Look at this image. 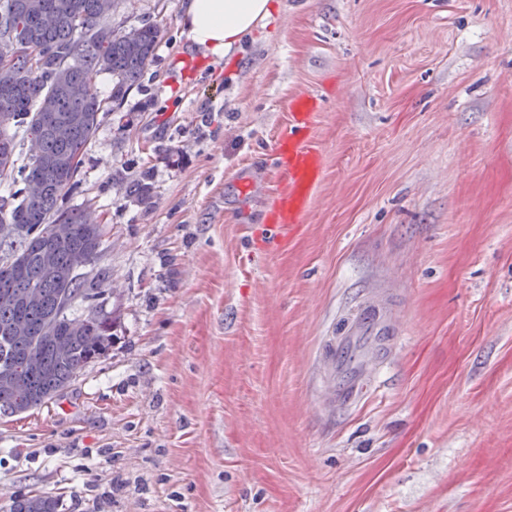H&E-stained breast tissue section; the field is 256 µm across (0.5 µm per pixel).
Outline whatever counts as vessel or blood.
<instances>
[{
    "label": "vessel or blood",
    "mask_w": 512,
    "mask_h": 512,
    "mask_svg": "<svg viewBox=\"0 0 512 512\" xmlns=\"http://www.w3.org/2000/svg\"><path fill=\"white\" fill-rule=\"evenodd\" d=\"M290 108L296 131L277 145L288 166V189L279 206V216L285 222L295 221L305 212L321 172L320 155L304 143L298 131L315 109L314 98L295 97ZM393 328L388 302L383 297L372 296L348 317L338 335L329 337L324 354L331 372L323 388L326 401L348 407L369 394Z\"/></svg>",
    "instance_id": "obj_1"
}]
</instances>
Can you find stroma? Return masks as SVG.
<instances>
[{"instance_id": "35a3bbf8", "label": "stroma", "mask_w": 512, "mask_h": 512, "mask_svg": "<svg viewBox=\"0 0 512 512\" xmlns=\"http://www.w3.org/2000/svg\"><path fill=\"white\" fill-rule=\"evenodd\" d=\"M184 0L102 112L71 202L105 236V356L0 410V512H512V0H280L230 61ZM321 179L269 217L292 97ZM150 171L152 206L120 182ZM396 317L370 397L324 402L326 336L372 293ZM58 499L49 492L14 497L10 512H57Z\"/></svg>"}]
</instances>
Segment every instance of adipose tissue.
Wrapping results in <instances>:
<instances>
[{"label":"adipose tissue","instance_id":"ef3b65f1","mask_svg":"<svg viewBox=\"0 0 512 512\" xmlns=\"http://www.w3.org/2000/svg\"><path fill=\"white\" fill-rule=\"evenodd\" d=\"M273 12L274 0H188L182 24L194 44L227 59Z\"/></svg>","mask_w":512,"mask_h":512}]
</instances>
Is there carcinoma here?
I'll use <instances>...</instances> for the list:
<instances>
[{"instance_id": "1", "label": "carcinoma", "mask_w": 512, "mask_h": 512, "mask_svg": "<svg viewBox=\"0 0 512 512\" xmlns=\"http://www.w3.org/2000/svg\"><path fill=\"white\" fill-rule=\"evenodd\" d=\"M45 4L56 15V24L24 28L27 49L13 52L15 24L30 21ZM165 36L158 23L147 20L113 29L102 0H0V57L11 58L8 69L0 68V181H9L13 189L11 202L0 203V228L15 226L11 251L0 257L1 410L14 411L19 382L36 407L62 396L77 374L112 344L109 317H71L76 305L92 307L104 295L107 277L102 270L90 276L74 266L82 254L90 255L91 262L97 257L103 225L87 222L83 207H66L64 200L80 187L82 158L103 111L94 78L112 75L109 99L121 104L155 60ZM46 96L59 120L69 125L65 137L39 109ZM12 128L39 146V154L21 166ZM35 180L45 185L38 196L28 191ZM129 194L150 206L152 191L146 180L133 182ZM36 240L54 244L56 274L46 271L43 256L32 246ZM31 289L40 292L38 302L20 307L10 300ZM14 324L22 331L11 333L8 326ZM51 325L55 339L48 340ZM57 508L55 496L40 492L13 498L9 512Z\"/></svg>"}]
</instances>
